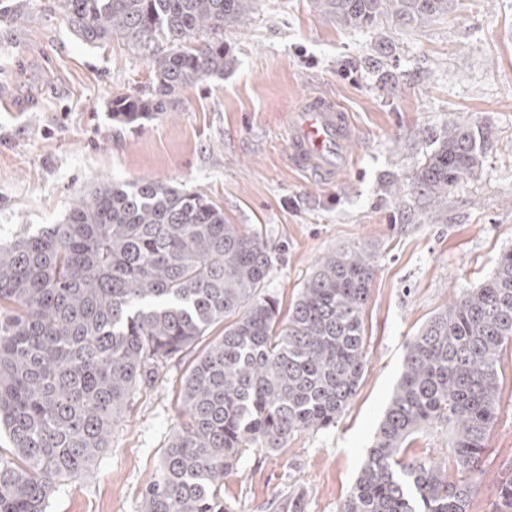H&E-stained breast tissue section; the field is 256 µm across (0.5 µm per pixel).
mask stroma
<instances>
[{"label":"stroma","instance_id":"obj_1","mask_svg":"<svg viewBox=\"0 0 512 512\" xmlns=\"http://www.w3.org/2000/svg\"><path fill=\"white\" fill-rule=\"evenodd\" d=\"M223 74L159 118L114 122L115 95L152 78L149 49L121 38L83 43L51 0L0 20V242L63 220L106 180L166 182L208 195L234 224L260 232L274 258L266 288L289 308L327 253L364 246L375 274L363 312L365 368L336 423L276 451L251 450L224 480L233 512H339L363 467L401 371L405 344L512 249V0H449L428 24L384 17L347 28L315 0H254L225 29ZM320 94L350 113L351 165L330 181L294 170L285 121ZM482 130V164L443 202H422L414 170L455 127ZM187 362L168 365L112 427L83 477L58 485L48 512H140L178 422ZM498 416L469 512H490L512 470V347L499 362ZM409 458L449 466L448 431L432 424Z\"/></svg>","mask_w":512,"mask_h":512}]
</instances>
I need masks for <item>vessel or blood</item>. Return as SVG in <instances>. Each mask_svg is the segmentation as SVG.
<instances>
[{
	"mask_svg": "<svg viewBox=\"0 0 512 512\" xmlns=\"http://www.w3.org/2000/svg\"><path fill=\"white\" fill-rule=\"evenodd\" d=\"M351 117L332 98L315 95L301 100L288 122V158L299 172L333 179L350 162Z\"/></svg>",
	"mask_w": 512,
	"mask_h": 512,
	"instance_id": "obj_1",
	"label": "vessel or blood"
}]
</instances>
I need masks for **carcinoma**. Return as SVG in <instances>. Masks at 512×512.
<instances>
[{
	"mask_svg": "<svg viewBox=\"0 0 512 512\" xmlns=\"http://www.w3.org/2000/svg\"><path fill=\"white\" fill-rule=\"evenodd\" d=\"M348 27L381 16L418 25L448 0H317ZM252 0H55L80 40L163 39L152 81L112 99V120L167 111L224 73L219 35ZM481 159L463 126L425 157L412 184L441 201ZM271 251L201 193L142 179L107 181L64 220L0 243V512H47L57 485L88 472L112 426L161 372L219 325L183 378L180 422L142 495V512H230L224 478L250 448H283L336 422L364 372L362 313L374 256L323 257L280 318L266 291ZM512 343V250L493 273L435 313L405 346L402 374L368 458L339 512H469L484 440L498 414V362ZM450 430L451 468L406 457V442ZM492 512H512V472Z\"/></svg>",
	"mask_w": 512,
	"mask_h": 512,
	"instance_id": "cac0c4a2",
	"label": "carcinoma"
}]
</instances>
